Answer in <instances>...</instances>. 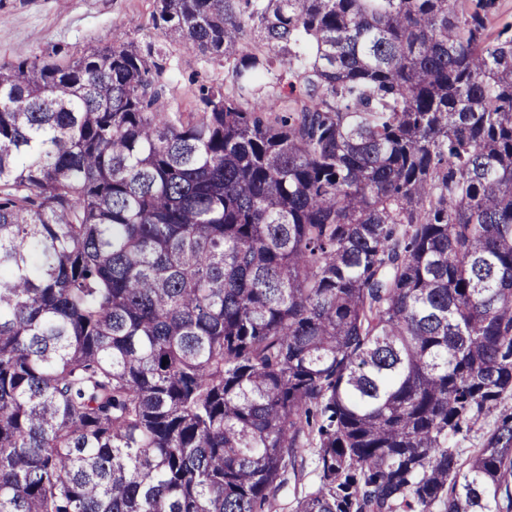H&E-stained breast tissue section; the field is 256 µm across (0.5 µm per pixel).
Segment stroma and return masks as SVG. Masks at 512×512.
Here are the masks:
<instances>
[{
    "mask_svg": "<svg viewBox=\"0 0 512 512\" xmlns=\"http://www.w3.org/2000/svg\"><path fill=\"white\" fill-rule=\"evenodd\" d=\"M152 9L153 0H0V63L49 50L67 58L130 37L163 53L178 79L175 107L194 110L198 87L223 79L224 69L154 29Z\"/></svg>",
    "mask_w": 512,
    "mask_h": 512,
    "instance_id": "obj_1",
    "label": "stroma"
}]
</instances>
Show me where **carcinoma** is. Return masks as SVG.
I'll list each match as a JSON object with an SVG mask.
<instances>
[{
	"label": "carcinoma",
	"instance_id": "cac0c4a2",
	"mask_svg": "<svg viewBox=\"0 0 512 512\" xmlns=\"http://www.w3.org/2000/svg\"><path fill=\"white\" fill-rule=\"evenodd\" d=\"M497 0H154L224 64L0 65V512H512ZM493 419L462 457L453 440Z\"/></svg>",
	"mask_w": 512,
	"mask_h": 512
}]
</instances>
